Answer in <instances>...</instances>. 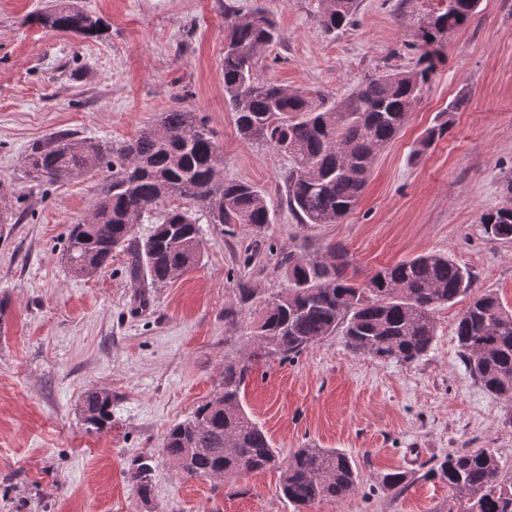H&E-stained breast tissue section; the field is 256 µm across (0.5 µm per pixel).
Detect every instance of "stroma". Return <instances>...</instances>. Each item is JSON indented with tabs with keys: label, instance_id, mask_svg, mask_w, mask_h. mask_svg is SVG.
I'll return each mask as SVG.
<instances>
[{
	"label": "stroma",
	"instance_id": "35a3bbf8",
	"mask_svg": "<svg viewBox=\"0 0 512 512\" xmlns=\"http://www.w3.org/2000/svg\"><path fill=\"white\" fill-rule=\"evenodd\" d=\"M106 23L97 37L30 20L48 0H0V512H296L280 491L293 452L335 448L359 468L357 490L304 512H448L431 475L444 456L494 449L512 472V406L489 394L459 356L461 297L434 314L436 336L417 362L350 353L342 334L257 367L244 402L278 464L242 477L183 480L164 456L168 428L219 389L224 358L246 347L250 302L288 286L280 260L343 246L356 281L427 252L467 267L475 288L512 309V240L485 233L482 213L512 205V0H481L443 41L405 125L373 164L358 206L335 224H301L285 202L287 155L242 139L224 95L226 17L260 6L281 38L261 80L334 104L383 73L411 71L419 29L442 0H357L350 25L326 32L316 0H74ZM461 109L447 114L454 98ZM180 107L204 116L223 151V178L270 201L271 224H206L195 268L137 286L129 253L76 278L62 258L70 224L106 188L105 173L40 184L24 159L54 132L104 143L134 138ZM450 130L425 152L424 131ZM112 395L108 432L88 429L87 391ZM151 461L142 499L132 464ZM408 472L403 492L385 474Z\"/></svg>",
	"mask_w": 512,
	"mask_h": 512
}]
</instances>
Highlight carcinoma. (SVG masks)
Here are the masks:
<instances>
[{
	"mask_svg": "<svg viewBox=\"0 0 512 512\" xmlns=\"http://www.w3.org/2000/svg\"><path fill=\"white\" fill-rule=\"evenodd\" d=\"M448 8L420 28V68L377 75L343 101L327 106L303 91L260 80L261 53L280 40L276 21L263 9L251 20L227 22L224 93L234 112L238 134L261 139L292 160L285 178L286 201L301 224H336L358 204L377 157L399 135L435 68L428 47L462 27L479 0H447ZM320 22L334 33L348 25L357 0H318ZM97 21L69 0L47 6L33 22L55 31L85 36ZM451 121L428 128L421 153L442 138ZM224 163L220 145L206 118L186 109L161 114L158 124L130 140L103 146L73 142L56 133L32 147L25 157L28 175L48 182L109 173V183L95 200L91 224H73L65 260L71 273L85 276L102 267L118 249L131 255L129 275L140 284L170 280L200 261L204 247L198 213L208 224L273 223L266 196L252 184L217 178ZM157 215L149 234L132 237L131 214ZM487 234L512 239V207L481 215ZM289 287L263 303L249 325L248 356L224 358V381L192 416L167 430L163 452L177 476L203 479L221 471L226 477L267 469L276 450L266 431L243 405L253 365L271 358L286 360L315 341L342 330L347 349L377 361L412 363L424 357L435 338L433 311L459 296L469 304L455 332L466 368L490 394L512 403V311L490 291L474 292L471 271L442 253L419 255L377 271L358 283L347 273V254L329 246L326 255L288 253L282 259ZM84 407L91 429L112 425V395L90 390ZM153 467L140 460L132 473L138 493H151ZM448 483V512H512V474L504 471L491 448L451 453L432 469ZM359 474L352 459L331 448L307 444L297 449L282 472L280 489L297 507L338 501L352 493ZM409 475L385 474L391 490L407 487Z\"/></svg>",
	"mask_w": 512,
	"mask_h": 512,
	"instance_id": "1",
	"label": "carcinoma"
}]
</instances>
